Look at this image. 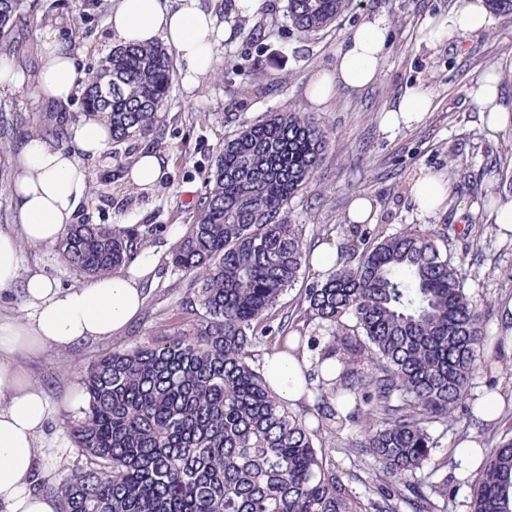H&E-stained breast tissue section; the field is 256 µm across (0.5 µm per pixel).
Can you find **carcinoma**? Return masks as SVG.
I'll return each instance as SVG.
<instances>
[{
    "label": "carcinoma",
    "mask_w": 512,
    "mask_h": 512,
    "mask_svg": "<svg viewBox=\"0 0 512 512\" xmlns=\"http://www.w3.org/2000/svg\"><path fill=\"white\" fill-rule=\"evenodd\" d=\"M351 0H287L300 34L324 32ZM0 0V38L23 16ZM112 97L98 94L102 78ZM174 79L173 53L117 46L90 74L84 113L112 126V141L157 137ZM37 131L14 102L0 104V140ZM327 131L292 108L242 126L224 141L190 224L167 264L189 278L177 319L131 346H115L80 378L83 405L65 421L80 459L38 484L60 512H452L456 490L436 473L437 426H455L479 369L484 311L465 289L450 246L457 226L351 224L346 261L295 287L313 248L289 203L314 178ZM162 230L77 223L61 259L92 279L112 274ZM323 330V339L308 333ZM298 337L338 376L317 377V427L288 407L255 364L263 341L290 351ZM355 433L342 436L347 427ZM469 512H512V442L481 449ZM341 454L366 467L353 491Z\"/></svg>",
    "instance_id": "cac0c4a2"
}]
</instances>
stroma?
<instances>
[{"instance_id":"obj_1","label":"stroma","mask_w":512,"mask_h":512,"mask_svg":"<svg viewBox=\"0 0 512 512\" xmlns=\"http://www.w3.org/2000/svg\"><path fill=\"white\" fill-rule=\"evenodd\" d=\"M28 13L14 37L26 67L36 63L41 20L49 14L74 17L71 37L86 44L87 70L100 69L114 42L107 18L112 0H25ZM287 0H265L259 16L232 17L233 34L218 58L223 81H207L195 98L173 85L163 107L164 136L157 148L169 168L165 184L145 194L123 178L141 144H113L111 153L93 160L89 168L97 194L81 210L93 224H188L192 204L203 194L225 138L244 124L286 107L296 108L312 121L331 129L336 138L313 180L296 196L290 211L306 225L308 238L342 240L344 221L354 195L365 194L378 206V219L389 231L406 224L424 227L461 218L469 227L465 244H478L480 263L464 265L468 293L488 305L483 334L504 339L500 311L512 302V244L496 231V211L483 193L512 197V16H491L484 31L441 42L417 34L419 22L447 17L455 0H352L350 10L326 33L300 37L285 11ZM383 13L389 21L391 46L377 80L350 92L335 90L322 104L311 102L308 83L318 72L332 69L344 41L366 17ZM268 20L262 42L246 39L247 29ZM490 73L502 79L503 113L489 125L486 113L471 97L475 79ZM421 86L433 99V110L419 125L396 137L381 135L383 109L405 89ZM439 176L448 188V207L435 214L420 213L406 190L419 169ZM111 183H104V175ZM25 267L42 270L60 285L83 282L60 260L55 249L27 248ZM140 318L119 337L90 341L75 347L52 348L23 358L32 383L46 393L52 413L44 442L50 478L70 473L78 459L63 422L82 404L78 384L86 370L112 347L133 346L153 334L175 312L185 291L180 272L159 264L154 280L145 284ZM480 369L468 389L476 397L483 387L512 385V357L492 361L478 349Z\"/></svg>"}]
</instances>
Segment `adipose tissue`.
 Returning <instances> with one entry per match:
<instances>
[{"mask_svg":"<svg viewBox=\"0 0 512 512\" xmlns=\"http://www.w3.org/2000/svg\"><path fill=\"white\" fill-rule=\"evenodd\" d=\"M71 19L52 16L41 30L39 64L34 72L19 71L12 56L0 53V89L33 84L44 108L67 111L83 92L80 62L85 48L70 39ZM108 24L120 44L161 43L173 50L181 86L194 96L212 78L216 49L231 34L201 0H112ZM489 16L483 0H456L447 22L421 24L419 33L431 40L466 36L485 29ZM390 34L386 16L367 17L336 55L331 71L317 74L310 84L313 103H323L333 90L358 91L377 78L387 57ZM431 110L428 90L404 91L384 109L380 127L385 135L420 123ZM69 146L34 135L23 138L14 154L10 204L16 227H0V295L20 292L24 320L0 319V512H57V502L36 491L44 473L42 442L50 420L47 396L35 387L19 363L53 347H70L91 340L118 337L140 316L144 285L153 279L158 258L142 251L128 266L108 277L70 288L60 287L38 270L23 271L24 247H53L73 224L88 199L90 161L112 148V130L94 117L70 123ZM168 163L162 153L141 149L125 169V178L149 193L163 185ZM329 374V363L314 365L302 356L268 352L264 375L289 406L313 401L312 368Z\"/></svg>","mask_w":512,"mask_h":512,"instance_id":"1","label":"adipose tissue"}]
</instances>
